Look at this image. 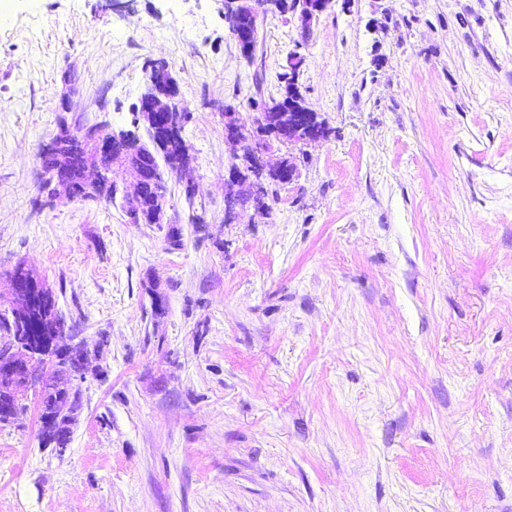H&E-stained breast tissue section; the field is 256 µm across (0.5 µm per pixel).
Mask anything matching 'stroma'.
Returning <instances> with one entry per match:
<instances>
[{
    "label": "stroma",
    "mask_w": 512,
    "mask_h": 512,
    "mask_svg": "<svg viewBox=\"0 0 512 512\" xmlns=\"http://www.w3.org/2000/svg\"><path fill=\"white\" fill-rule=\"evenodd\" d=\"M296 49L329 134L225 216L224 107L251 122ZM151 60L190 114L165 223L35 207L43 141L130 128ZM19 264L87 361L65 453L42 385L0 423V512H512V0L270 11L250 60L224 0H5L2 310ZM334 0H290L287 11L296 16V22L303 35L310 33L316 17L326 10Z\"/></svg>",
    "instance_id": "obj_1"
}]
</instances>
